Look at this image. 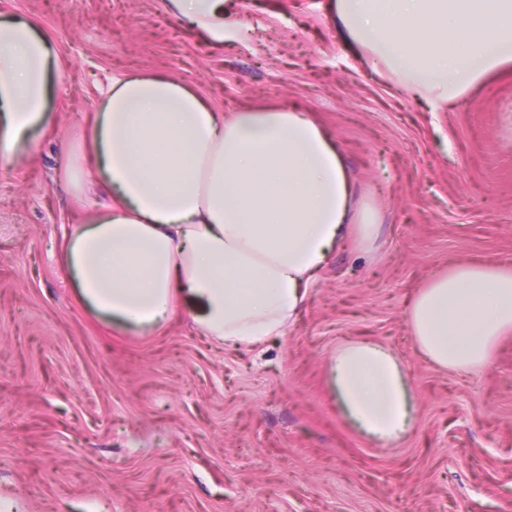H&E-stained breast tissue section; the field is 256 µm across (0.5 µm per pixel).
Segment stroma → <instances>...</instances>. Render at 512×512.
<instances>
[{"mask_svg": "<svg viewBox=\"0 0 512 512\" xmlns=\"http://www.w3.org/2000/svg\"><path fill=\"white\" fill-rule=\"evenodd\" d=\"M332 0H224V39L169 0H0L64 71L53 123L0 164V496L23 512H512V336L482 373L417 350L406 306L464 261L512 264V75L435 112L344 43ZM169 76L224 113L307 111L341 150L379 248L336 252L298 320L254 351L202 336L187 311L151 332L78 302L61 227L94 191L69 183L112 77ZM403 363L416 418L362 436L325 382L339 343Z\"/></svg>", "mask_w": 512, "mask_h": 512, "instance_id": "obj_1", "label": "stroma"}]
</instances>
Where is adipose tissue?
<instances>
[{"instance_id":"adipose-tissue-1","label":"adipose tissue","mask_w":512,"mask_h":512,"mask_svg":"<svg viewBox=\"0 0 512 512\" xmlns=\"http://www.w3.org/2000/svg\"><path fill=\"white\" fill-rule=\"evenodd\" d=\"M336 23L374 69L413 99L443 107L512 71V0H336ZM48 35L0 19V162L19 157L50 122ZM69 164L110 201L67 225L62 264L82 304L150 332L189 311L205 335L250 348L293 323L332 252L378 238L357 204L329 133L295 109L215 110L164 75L113 79ZM419 351L450 371L487 367L512 334V267L460 262L407 309ZM337 407L370 440L393 443L414 420V394L393 353L342 344L327 364Z\"/></svg>"}]
</instances>
